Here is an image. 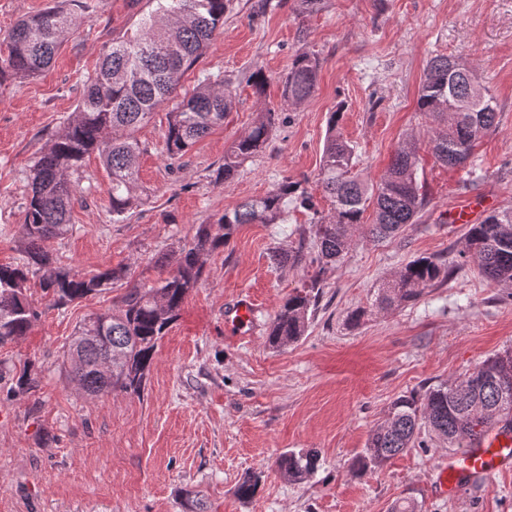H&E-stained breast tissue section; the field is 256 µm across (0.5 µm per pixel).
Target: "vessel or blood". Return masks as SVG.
<instances>
[{
  "label": "vessel or blood",
  "instance_id": "1",
  "mask_svg": "<svg viewBox=\"0 0 512 512\" xmlns=\"http://www.w3.org/2000/svg\"><path fill=\"white\" fill-rule=\"evenodd\" d=\"M254 311L251 300H239L225 310L224 322L232 326H243L250 322ZM512 466V433L501 427L487 432L479 444L463 451L449 454L441 471L438 483L448 493H457L474 475H491Z\"/></svg>",
  "mask_w": 512,
  "mask_h": 512
}]
</instances>
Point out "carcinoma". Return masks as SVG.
Masks as SVG:
<instances>
[{
  "instance_id": "carcinoma-1",
  "label": "carcinoma",
  "mask_w": 512,
  "mask_h": 512,
  "mask_svg": "<svg viewBox=\"0 0 512 512\" xmlns=\"http://www.w3.org/2000/svg\"><path fill=\"white\" fill-rule=\"evenodd\" d=\"M227 0H149L139 13L134 31L112 41L92 77L83 85L74 116L33 166L22 237L28 263L43 271L42 288L54 303L64 306L112 289L123 271L82 275L53 266L47 242L71 230L70 212L75 186L71 176L86 155L95 152L109 170L112 214L121 216L138 201L139 126L165 102L177 96L181 78L206 52L224 25ZM76 27L74 15L56 5L21 19L5 37L7 53L0 56V77L25 80L44 71ZM453 58H430L421 78L417 107L430 121L426 134L410 135L397 147L386 173L365 183L353 173L354 146L338 130L343 106L330 113L318 182L331 207L324 214L301 184L285 180L267 194L248 199L224 212L217 224L199 226L193 242L180 253L176 267L156 285H134L111 311L95 313L77 328L95 336L84 349L81 363L68 368L73 381L87 395L124 392L139 395L158 342L178 318L188 292L196 287L205 257L227 245L240 224H276L288 197L312 213L319 270L309 284L284 300L269 326L267 342L280 349L304 336L310 309L320 295V270L339 263L360 240L384 241L415 222L427 205L425 186L418 180L420 153L426 151L446 166H461L474 148L496 130L499 106L491 90L472 101L468 81L480 85L475 66L470 78L452 66ZM319 59L305 51L294 56L281 81V98L297 107L315 92ZM233 98L224 81L202 83L184 93L168 113L166 151L169 158L184 155L212 128L224 123ZM278 115L261 112L251 128L224 153L222 178L229 181L241 165L263 153ZM373 207L372 221L364 213ZM479 273L497 285H512V208L495 210L471 225L466 250ZM279 264L302 262V247L273 251ZM454 266L419 257L377 289L374 306L385 310L418 300L427 289L453 274ZM29 268L0 265V347L29 332L37 311L26 294ZM15 393H30L38 373L29 362L15 373ZM512 428V351L486 358L472 372L453 382L434 385L422 394L397 398L387 420L369 435L366 448L354 460L359 471H374L392 457L415 446L417 430L426 426L450 448H463L491 427ZM314 450H289L275 460L290 481H300L319 468ZM261 476L252 474L236 487L241 499L257 493Z\"/></svg>"
}]
</instances>
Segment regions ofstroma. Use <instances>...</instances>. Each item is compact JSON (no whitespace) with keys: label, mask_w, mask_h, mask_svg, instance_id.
<instances>
[{"label":"stroma","mask_w":512,"mask_h":512,"mask_svg":"<svg viewBox=\"0 0 512 512\" xmlns=\"http://www.w3.org/2000/svg\"><path fill=\"white\" fill-rule=\"evenodd\" d=\"M256 2L230 0L219 35L182 78L190 89L205 75L224 77L234 107L222 126L172 159L171 106H160L137 133L142 200L124 215L112 213L97 156L76 175L72 230L51 241L53 256L84 273L124 267L128 279L58 307L30 276L37 317L24 339L0 349V360L32 362L40 382L16 396L11 378H0V512H184L186 490L200 491L209 512H390L406 498L418 512H512V468L474 478L457 494L440 492L449 448L425 427L423 447L375 471L352 466L395 399L460 379L512 349V286L489 283L471 264L417 301L371 306L377 288L409 261H458L468 226L450 222L456 209L482 199L494 209L512 206V0H319L306 13L300 0H271L262 14ZM52 3L76 15L78 27L40 76L0 81V265L26 261L31 166L75 112L104 48L147 7L145 0H0V39ZM303 49L321 67L313 96L294 109L282 104L280 78ZM436 55L476 66L498 102V127L466 166L424 155L418 178L428 203L416 222L386 242H358L325 269L298 342L284 349L266 342L284 299L313 272L271 260L278 247L314 249L310 216L291 199L280 223L239 225L207 257L141 395L90 398L78 389L63 363L78 325L117 305L127 286L166 277L199 225L287 179L328 211L316 177L330 112L342 113L357 172L378 180L398 144L427 130L417 98ZM258 70L268 80L261 95L250 80ZM268 110L278 122L265 152L219 180L225 150ZM241 298L252 300V320L226 329L224 307ZM360 307L361 324L347 327ZM295 448L320 453L318 470L301 482L274 467ZM254 472L262 476L257 494L238 498L236 486Z\"/></svg>","instance_id":"1"}]
</instances>
